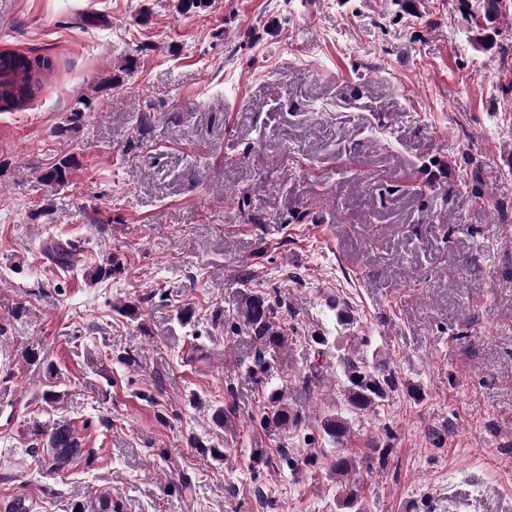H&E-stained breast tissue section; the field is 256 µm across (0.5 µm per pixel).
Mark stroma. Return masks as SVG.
I'll use <instances>...</instances> for the list:
<instances>
[{"mask_svg": "<svg viewBox=\"0 0 512 512\" xmlns=\"http://www.w3.org/2000/svg\"><path fill=\"white\" fill-rule=\"evenodd\" d=\"M177 4L0 0V52L53 65L0 112V512H337L340 454L366 512H512V0ZM248 272L288 329L277 433L224 325ZM346 354L397 384L340 446ZM37 422L81 456L50 471ZM41 250L44 255L52 259L56 265L70 269L72 247L69 244L66 243V245H64L51 238L43 242ZM268 384L269 382H267L266 386L267 400L271 404L273 411L271 417L263 418V427L269 431L285 430L297 421L298 414L288 407L281 391L277 388H268Z\"/></svg>", "mask_w": 512, "mask_h": 512, "instance_id": "obj_1", "label": "stroma"}]
</instances>
